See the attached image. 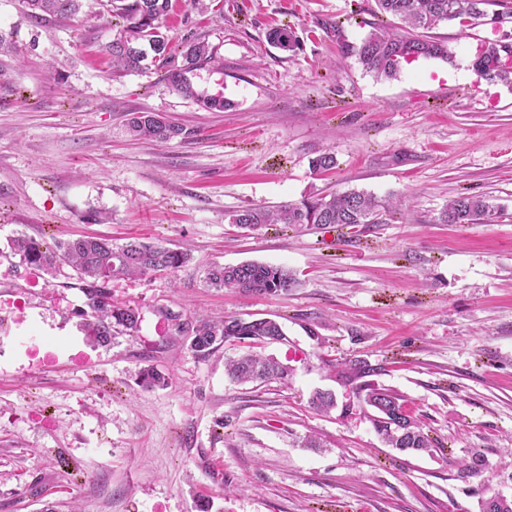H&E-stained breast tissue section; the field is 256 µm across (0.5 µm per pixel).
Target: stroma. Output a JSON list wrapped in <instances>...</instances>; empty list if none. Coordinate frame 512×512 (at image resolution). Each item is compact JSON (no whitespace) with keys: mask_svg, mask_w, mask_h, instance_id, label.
<instances>
[{"mask_svg":"<svg viewBox=\"0 0 512 512\" xmlns=\"http://www.w3.org/2000/svg\"><path fill=\"white\" fill-rule=\"evenodd\" d=\"M173 44L215 56L188 73L187 97L163 70L116 74L110 16L31 17L0 0V306L21 323L0 357V512H481L512 500V83L480 79L481 44L512 41V22H443L449 59L394 78L366 72L353 47L390 25L376 0H221L202 13L172 0ZM288 26V53L268 40ZM230 106L204 109L199 97ZM154 112L182 125L167 144L128 123ZM330 152L334 171L312 161ZM357 189L392 203L382 224L233 225L236 211ZM482 195L501 212L443 224L448 201ZM98 235L186 252L183 266L112 280L138 308L136 331L97 344L78 314L75 270L22 261L16 237L51 244ZM284 266L288 296L207 283L215 265ZM279 322L286 341L225 342L206 357L177 323L196 316ZM53 342L30 367L25 338ZM82 353L81 366L71 358ZM253 352L287 379L232 382L227 359ZM383 365L433 442L402 453L350 404L342 363ZM167 386L147 388L140 369ZM336 395L313 409L315 391ZM319 447H306L308 437ZM478 474L459 465L472 454Z\"/></svg>","mask_w":512,"mask_h":512,"instance_id":"stroma-1","label":"stroma"}]
</instances>
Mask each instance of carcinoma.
Instances as JSON below:
<instances>
[{
	"mask_svg": "<svg viewBox=\"0 0 512 512\" xmlns=\"http://www.w3.org/2000/svg\"><path fill=\"white\" fill-rule=\"evenodd\" d=\"M84 0H25L36 18L53 16L72 18L81 13ZM115 23L112 41L106 46L112 56V66L118 72H135L150 61L165 70L164 79L180 93L192 96L194 91L185 76L204 62L214 60L203 42H190L182 51L184 63L168 68L172 59V41L165 20L171 10V0H106ZM380 11L397 20L388 28H378L363 39L357 55L364 69L377 77L391 78L404 64L420 58H448L444 44L423 34L441 21H455L462 28L478 19L491 17L498 23L512 19V0H377ZM272 44L285 52H296L299 41L288 26L273 29ZM512 58V43L489 41L477 53L473 67L487 81H507L512 78V66L498 65L500 58ZM130 131L135 137L158 142H171L183 135L184 128L168 118L142 113L132 118ZM390 205L360 190L329 193L300 203H286L275 209L264 206L248 207L233 215L234 224L256 229L265 224H380L382 213ZM499 207L485 196L462 195L448 201L440 221L444 224H479L496 215ZM14 250L30 265L52 269L60 263L71 265L81 283L91 320L87 327L94 340L107 346L118 331L133 332L139 322L138 309L112 303L109 282L120 276L174 270L189 261L187 254L158 243L131 241L121 247L102 237L83 236L46 246L32 238L15 239ZM214 288H232L251 295H286L297 287L294 273L283 266L245 262L235 266H214L207 275ZM280 323L268 318L243 320L226 316L222 320L199 319L191 324H177L178 332L190 336V349L204 357L225 337L236 340H256L276 333ZM363 360H354L340 372L346 383L358 382L355 397L360 404L373 410L370 415L376 432L390 447L400 452H423L431 448V440L404 407V399L395 391L367 381L380 374ZM227 375L234 381L253 382L284 380L290 367L273 357L242 355L226 363ZM146 386H165V376L153 368L139 372ZM310 404L320 411L336 406L335 394L314 392Z\"/></svg>",
	"mask_w": 512,
	"mask_h": 512,
	"instance_id": "carcinoma-1",
	"label": "carcinoma"
}]
</instances>
